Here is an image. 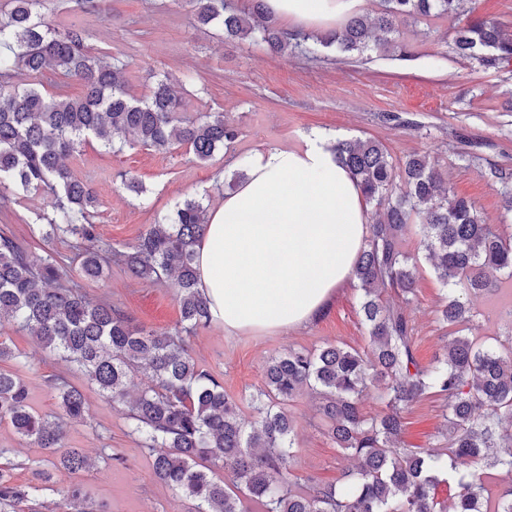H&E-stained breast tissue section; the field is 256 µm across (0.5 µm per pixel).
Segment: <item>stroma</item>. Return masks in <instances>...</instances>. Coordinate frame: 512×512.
Masks as SVG:
<instances>
[{
	"label": "stroma",
	"instance_id": "1",
	"mask_svg": "<svg viewBox=\"0 0 512 512\" xmlns=\"http://www.w3.org/2000/svg\"><path fill=\"white\" fill-rule=\"evenodd\" d=\"M41 11L88 29L94 52L129 60L133 94L145 95L156 75H166L184 96L188 111L224 113L240 130L229 152L204 164L183 148L166 155L139 146L112 152L94 141L70 156L73 173L91 181L98 195L97 233L117 250L171 215L178 202L200 197L208 208L219 206L226 182L254 152L300 147L313 130L335 139L380 141L397 159L413 153L439 158L452 193L472 201L490 223L512 227V216L504 217V202L487 177L492 164L512 169V64L486 70L449 52L443 37L452 20L405 26L417 47L412 61L376 52L361 59L332 54L284 60L246 42L225 45L216 27L191 26L189 0H108L102 14L76 9L75 0H42ZM390 113L413 120V127L387 121ZM124 172L143 183L145 196L121 189ZM4 195L9 202L0 205V230L11 231L29 251L41 253L45 193L9 196L0 188V197ZM79 285L92 301L112 304L146 328L165 331L180 321L172 289L142 284L123 264L112 263L103 279H83ZM358 295L354 284L338 289L323 315L285 334H229L215 321L191 336L190 345L199 365L223 381L227 393L243 400L261 386L267 359L288 347L312 349L329 341L364 348ZM442 296L432 269L421 264L410 314L417 354L425 363L445 342L447 331L436 315ZM510 301L512 294L505 290L473 298L474 309L484 317L479 331L483 340L504 338L512 330L499 316ZM0 341L20 356L16 362H1L0 368L24 381L33 410L58 413L59 402L48 385L56 376L82 391L89 406L87 421L66 429L67 445L82 449L94 463L77 476L55 469L53 456L22 440L9 424H0V448L11 451L15 483H38L42 471L52 475L37 497L21 505V512H61L64 493L74 484L82 488L86 512H187L188 500L155 479L150 453L124 410L106 402L83 372L43 352L18 326H1ZM290 410L297 450L292 480L302 485L336 482L353 462L328 438L313 397L300 394ZM404 418L408 447L436 443L443 422L439 401L414 404Z\"/></svg>",
	"mask_w": 512,
	"mask_h": 512
}]
</instances>
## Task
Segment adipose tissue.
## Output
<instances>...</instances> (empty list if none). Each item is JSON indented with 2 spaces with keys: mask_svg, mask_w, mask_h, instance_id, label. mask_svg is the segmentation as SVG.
Here are the masks:
<instances>
[{
  "mask_svg": "<svg viewBox=\"0 0 512 512\" xmlns=\"http://www.w3.org/2000/svg\"><path fill=\"white\" fill-rule=\"evenodd\" d=\"M364 0H268L301 28L360 11ZM367 235V207L327 136L254 153L240 186L209 214L198 287L228 333H285L346 285Z\"/></svg>",
  "mask_w": 512,
  "mask_h": 512,
  "instance_id": "1",
  "label": "adipose tissue"
}]
</instances>
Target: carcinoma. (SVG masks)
Returning a JSON list of instances; mask_svg holds the SVG:
<instances>
[{
    "label": "carcinoma",
    "mask_w": 512,
    "mask_h": 512,
    "mask_svg": "<svg viewBox=\"0 0 512 512\" xmlns=\"http://www.w3.org/2000/svg\"><path fill=\"white\" fill-rule=\"evenodd\" d=\"M0 10V185L16 192L49 190L51 213L42 238L69 236L80 258L79 273L98 280L117 256L132 275L149 284L169 282L181 309L178 327L146 330L108 303H92L71 278V268L51 248L24 249L0 233V326L16 324L50 354L79 368L112 405L124 409L133 433L152 453L153 475L191 501L189 512H484L485 478L508 477L494 512H512V333L507 345L489 347L469 296L512 282V233L490 224L464 197L451 194L447 173L426 154L393 158L372 139H338L332 148L374 205L365 247L353 269L367 335L364 351L340 344L288 348L271 357L263 385L249 395L253 419L240 418V401L202 368L187 338L213 316L197 287L196 250L208 224L199 199L180 203L164 222L151 225L114 251L100 239L92 218L99 206L92 186L74 175L66 157L90 139L107 149L126 144L169 153L185 147L198 162L229 149L238 129L222 112L191 114L168 80L148 97L130 89V63L107 61L88 47L89 34L62 26L40 11L41 0H8ZM470 0H380L372 14H355L323 35L294 34L250 0H193L199 26L217 24L230 43L252 42L281 57L361 56L375 47L399 60L415 57L399 23L427 17L455 21L451 49L486 70L512 62V34L494 19L474 15ZM56 79L55 91L42 79ZM84 94L73 97L68 84ZM490 179L512 211V172L489 169ZM419 220L424 259L446 290L437 320L456 336L425 365L419 361L408 313L416 293V263L404 249L412 218ZM144 376L151 385L137 388ZM59 400L54 416L34 412L16 374L0 369V422L52 453L65 470L88 466L80 448L66 446V427L85 420L82 392L67 379L50 383ZM308 390L328 424L336 447L356 460L335 484L301 486L290 480L295 450L289 402ZM376 394L383 412H364ZM446 408L443 432L430 448L402 440L409 406L427 398ZM452 476L448 501L436 496ZM37 486L13 482L0 467V507L30 499Z\"/></svg>",
    "instance_id": "carcinoma-1"
}]
</instances>
